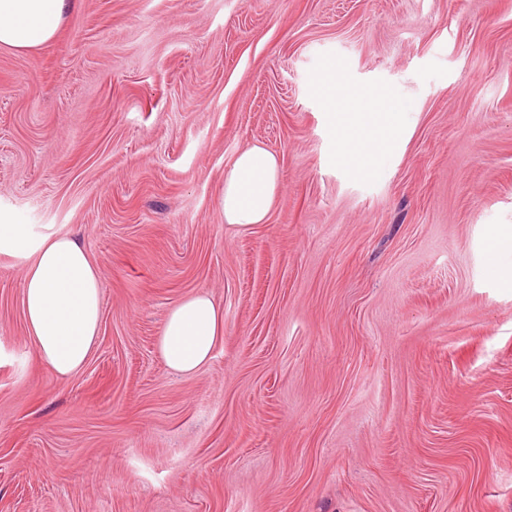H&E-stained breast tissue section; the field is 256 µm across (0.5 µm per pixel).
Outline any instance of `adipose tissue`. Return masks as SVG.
<instances>
[{
  "label": "adipose tissue",
  "mask_w": 512,
  "mask_h": 512,
  "mask_svg": "<svg viewBox=\"0 0 512 512\" xmlns=\"http://www.w3.org/2000/svg\"><path fill=\"white\" fill-rule=\"evenodd\" d=\"M71 0H0V47L27 51L50 41ZM400 134L398 114L387 111L374 129L338 122L339 159L365 171L388 152ZM279 162L260 146L243 150L225 173L220 209L225 224L248 228L266 223L279 191ZM0 251L28 258L22 307L40 364L58 378L78 372L98 335L102 296L100 274L72 235H33L25 224H0ZM224 338V311L205 292L186 296L168 312L160 336L166 367L192 375L212 359Z\"/></svg>",
  "instance_id": "ef3b65f1"
}]
</instances>
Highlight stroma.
Listing matches in <instances>:
<instances>
[{
  "mask_svg": "<svg viewBox=\"0 0 512 512\" xmlns=\"http://www.w3.org/2000/svg\"><path fill=\"white\" fill-rule=\"evenodd\" d=\"M401 112L337 157L330 64ZM280 163L269 221L225 172ZM69 233L96 348L59 379L0 251V512H512V0H74L0 47V223ZM204 291L224 341L166 368ZM384 123L372 130L361 124H348L340 119L336 125L339 159L360 172H364L380 154L388 152L400 134L398 113L387 103ZM278 171L277 158L262 147L240 152L220 186L225 224L243 228L265 224L279 191ZM224 338V311L205 292L190 294L168 312L160 336V353L166 367L192 375L212 359Z\"/></svg>",
  "mask_w": 512,
  "mask_h": 512,
  "instance_id": "stroma-1",
  "label": "stroma"
}]
</instances>
